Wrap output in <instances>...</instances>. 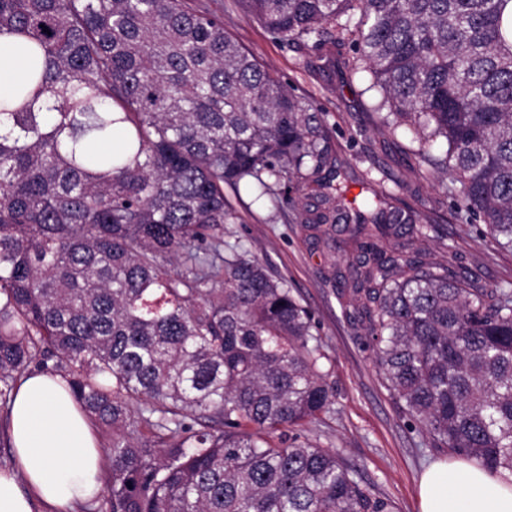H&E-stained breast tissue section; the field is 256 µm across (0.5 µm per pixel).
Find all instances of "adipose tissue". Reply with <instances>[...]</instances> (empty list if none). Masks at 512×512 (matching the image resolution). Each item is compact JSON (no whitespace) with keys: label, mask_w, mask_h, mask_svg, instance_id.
<instances>
[{"label":"adipose tissue","mask_w":512,"mask_h":512,"mask_svg":"<svg viewBox=\"0 0 512 512\" xmlns=\"http://www.w3.org/2000/svg\"><path fill=\"white\" fill-rule=\"evenodd\" d=\"M28 73L26 43L1 35V103ZM7 432L13 466L0 469V512H33L37 501L73 512L76 502L100 491L98 438L60 376L33 373L19 382ZM420 512H512V485L473 461L441 460L421 477Z\"/></svg>","instance_id":"adipose-tissue-1"}]
</instances>
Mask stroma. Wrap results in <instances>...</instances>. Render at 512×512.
<instances>
[{"label": "stroma", "instance_id": "35a3bbf8", "mask_svg": "<svg viewBox=\"0 0 512 512\" xmlns=\"http://www.w3.org/2000/svg\"><path fill=\"white\" fill-rule=\"evenodd\" d=\"M211 7L222 12L226 34L321 112L333 159L360 171L371 170L377 181L401 182V201L457 241L458 255L451 258L443 253L440 238L406 248L401 240L383 236L377 244L387 256L402 261L418 255L445 262L475 288H490L512 276V252L495 249L452 217L448 179L428 169L415 170L409 137L385 138L378 133L369 94L344 67L349 47L319 49L308 42H282L245 16L235 0H213ZM293 196L296 204L291 207L242 192L232 201L235 218L230 230L252 256L293 288L312 313L335 403L332 413L308 426L306 436L311 443L336 451L363 485L394 503L396 512H420V476L446 453L425 447L422 433L399 413L367 345L368 322L352 301L353 288L365 272L353 229L337 230L336 246L328 248L300 219L320 203L314 188L301 185Z\"/></svg>", "mask_w": 512, "mask_h": 512}]
</instances>
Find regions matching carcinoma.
Instances as JSON below:
<instances>
[{"mask_svg": "<svg viewBox=\"0 0 512 512\" xmlns=\"http://www.w3.org/2000/svg\"><path fill=\"white\" fill-rule=\"evenodd\" d=\"M236 2L280 41L349 45L381 129L451 179L457 222L512 251V0ZM0 34L32 42L26 103L0 108V410L37 360L68 383L107 437L86 512H395L302 439L334 403L312 314L224 240L226 192L324 187L321 113L196 0H0ZM343 176L370 192L360 229L439 234L387 204L399 183ZM344 195L303 223L347 219ZM359 248L353 293L399 412L512 483V279L472 288Z\"/></svg>", "mask_w": 512, "mask_h": 512, "instance_id": "cac0c4a2", "label": "carcinoma"}]
</instances>
